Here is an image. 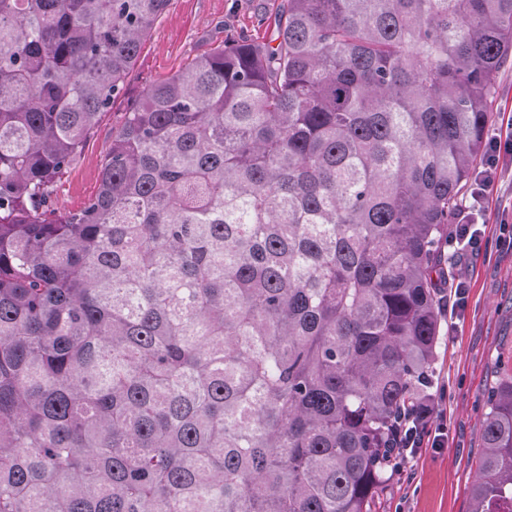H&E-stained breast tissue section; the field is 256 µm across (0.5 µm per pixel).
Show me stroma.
Here are the masks:
<instances>
[{"mask_svg": "<svg viewBox=\"0 0 512 512\" xmlns=\"http://www.w3.org/2000/svg\"><path fill=\"white\" fill-rule=\"evenodd\" d=\"M282 0H171L155 23L123 92L101 115L82 153L58 183L51 206L76 211L95 194L101 163L129 106L145 87L241 34L261 41ZM489 242L457 273L469 284L464 308L450 310L437 348L432 394L448 443L403 461L376 512H468L487 412L486 396L512 371V170L503 171L484 214Z\"/></svg>", "mask_w": 512, "mask_h": 512, "instance_id": "1", "label": "stroma"}]
</instances>
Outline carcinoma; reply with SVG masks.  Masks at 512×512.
Wrapping results in <instances>:
<instances>
[{
	"mask_svg": "<svg viewBox=\"0 0 512 512\" xmlns=\"http://www.w3.org/2000/svg\"><path fill=\"white\" fill-rule=\"evenodd\" d=\"M170 0H0V512H372L428 399L512 0H287L149 85ZM469 512H512V373ZM281 8L282 0H171L136 59L123 92L101 115L77 162L57 184L51 208L76 211L95 194L112 129L119 127L145 87L184 68L226 38L245 34L265 40L270 34L267 26L274 25Z\"/></svg>",
	"mask_w": 512,
	"mask_h": 512,
	"instance_id": "obj_1",
	"label": "carcinoma"
}]
</instances>
